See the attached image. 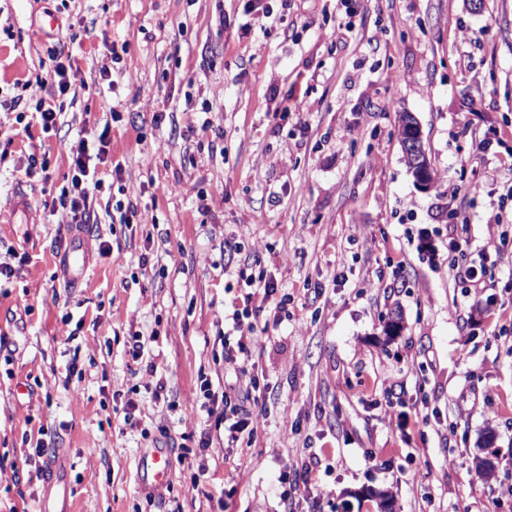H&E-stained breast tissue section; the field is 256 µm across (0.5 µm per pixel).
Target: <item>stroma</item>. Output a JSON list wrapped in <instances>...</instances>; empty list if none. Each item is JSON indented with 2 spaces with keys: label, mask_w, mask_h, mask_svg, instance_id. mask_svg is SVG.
I'll use <instances>...</instances> for the list:
<instances>
[{
  "label": "stroma",
  "mask_w": 512,
  "mask_h": 512,
  "mask_svg": "<svg viewBox=\"0 0 512 512\" xmlns=\"http://www.w3.org/2000/svg\"><path fill=\"white\" fill-rule=\"evenodd\" d=\"M59 44L56 128L30 105L16 121L6 101L52 78ZM105 128L72 281L57 197L78 142ZM1 151L0 214L28 212L0 223V256L27 257L0 281V512H378L372 489L393 512H512V240L493 247L488 225L512 223V0H0ZM33 154L48 176L26 177ZM454 238L484 288L455 278ZM261 272L288 311L256 321L254 440L203 451L215 421L198 386L223 380L224 307ZM156 447L170 478L147 488ZM312 457L317 483L282 501ZM203 472L223 500L194 488ZM401 139L403 142L405 154L415 160L413 171L416 181L425 189L431 187L436 179V174L432 168L434 175L433 181L431 167L425 158V153L423 150L420 128L415 120L407 121L405 123V126L402 129ZM405 154V162L407 166L411 168V162L408 160Z\"/></svg>",
  "instance_id": "35a3bbf8"
}]
</instances>
